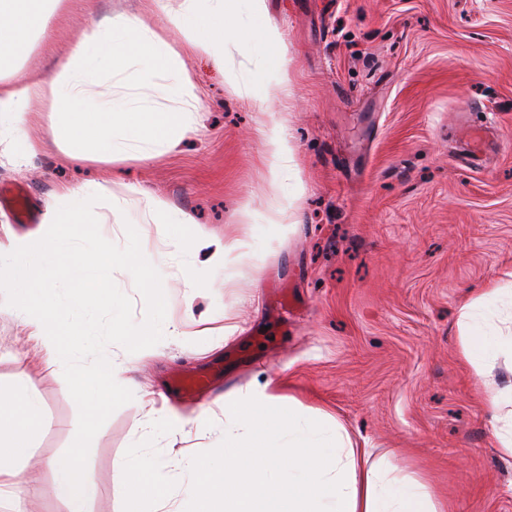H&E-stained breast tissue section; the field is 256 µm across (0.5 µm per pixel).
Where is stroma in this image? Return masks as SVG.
I'll use <instances>...</instances> for the list:
<instances>
[{
  "instance_id": "35a3bbf8",
  "label": "stroma",
  "mask_w": 512,
  "mask_h": 512,
  "mask_svg": "<svg viewBox=\"0 0 512 512\" xmlns=\"http://www.w3.org/2000/svg\"><path fill=\"white\" fill-rule=\"evenodd\" d=\"M118 15L139 16L169 47L181 45L144 0H66L22 67L53 78L86 28ZM263 21L283 35L288 98L276 96L274 53L261 65L235 57L245 94L210 60L189 58L200 105L172 151L109 164L67 159L46 99L36 103L41 121L24 128L43 141L40 153L17 164L0 143V186H23L33 212L22 224L0 204L1 242L37 232L61 187L85 198L110 178V202L94 208L100 231L122 246L126 225L137 229L169 288L167 320L190 312L237 326L225 341L190 336L147 351L124 373L125 387L155 392L156 404H124L95 435L88 512H121L117 465L127 458L155 468L188 448L220 464L225 392L270 377L283 395L338 419L372 461L427 484L443 512H512V458L499 453L501 425L482 406L487 387L512 383V362L491 345L478 365L466 363L458 325L466 298L477 299L473 315L487 331L512 315V295L478 300L512 271V0H265ZM257 96L271 112L254 107ZM273 117L293 138L298 171L276 184L261 136ZM151 194L215 233L247 239L251 256L201 269L187 284L172 228L145 213ZM289 198L293 230L281 236L269 206ZM193 372L213 378L187 398L174 379ZM17 382L41 398L48 426L35 441L36 482L13 512H57L42 462L69 449L78 409L61 362L45 363L5 306L0 386ZM158 410L179 415L184 431L144 436Z\"/></svg>"
}]
</instances>
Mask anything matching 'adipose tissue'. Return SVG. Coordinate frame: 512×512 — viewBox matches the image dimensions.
I'll use <instances>...</instances> for the list:
<instances>
[{"mask_svg":"<svg viewBox=\"0 0 512 512\" xmlns=\"http://www.w3.org/2000/svg\"><path fill=\"white\" fill-rule=\"evenodd\" d=\"M62 0H0V140L11 139L20 157L41 150V143L23 138V125L40 116L35 102L52 99L54 139L71 141L72 158L98 162L173 145L172 129L182 127L183 114L161 110L154 96L198 108L184 56L204 57L222 65L244 46L277 49L279 30L263 26L265 0H248L249 23L235 25L238 0H181L165 17L183 40L179 56L162 47L157 32L136 17L113 18L110 26L93 27L70 47L58 76L52 80L15 68L35 37L45 35L50 17ZM126 75L148 96L129 100L116 96L115 76ZM271 181L295 174V148L277 121L263 128ZM146 212L157 224L174 225L176 247L185 255L204 253L208 264L226 266L250 254L238 237L219 238L197 225L186 212H173L169 202L152 195ZM112 333L128 344L123 361L97 357L91 370L74 368L72 381L87 422L115 395L120 378L144 345L184 335L182 324L157 327L150 322L123 323L112 311ZM44 424L40 397L23 386L0 387V508L32 478L27 469L34 455V435ZM84 439H76L65 456L47 461L54 479L59 512H85L92 484L82 465ZM185 472L183 492L201 501L202 512H438L423 483L392 476L370 460L368 449L356 447L341 424L330 423L297 399H285L281 384L268 379L246 391L224 396V459L220 467L185 453L170 469ZM170 469L145 473L133 460L120 463L124 486L122 512H149L147 497L166 488Z\"/></svg>","mask_w":512,"mask_h":512,"instance_id":"1","label":"adipose tissue"}]
</instances>
